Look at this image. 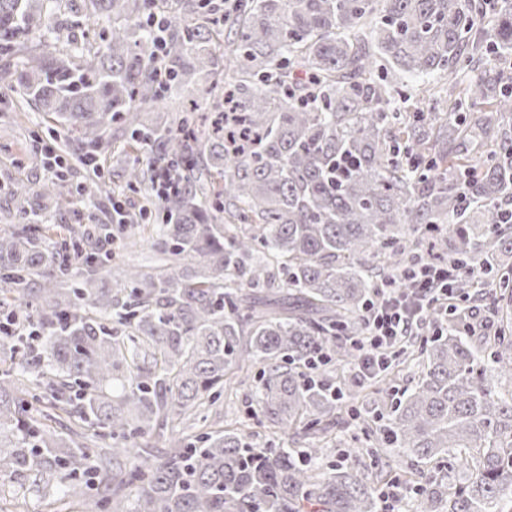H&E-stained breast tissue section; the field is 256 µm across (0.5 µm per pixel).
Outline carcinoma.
I'll return each mask as SVG.
<instances>
[{
    "mask_svg": "<svg viewBox=\"0 0 512 512\" xmlns=\"http://www.w3.org/2000/svg\"><path fill=\"white\" fill-rule=\"evenodd\" d=\"M0 0V101L46 113L71 159H102L116 123L125 187L172 263L132 266L110 288L112 225H48L73 195L60 178L4 184L0 226V486L47 475L56 500L100 494L99 512H374L378 488L355 462L332 463L330 382L310 367L354 355L377 288L410 287L428 253L495 290L486 324L469 307L421 349L415 390L391 404L383 446L411 461L472 462L445 492L428 479L418 512H512V2L483 0ZM170 16L164 33L151 25ZM475 73L459 81L460 72ZM422 80L409 111L399 76ZM209 98L226 108L202 112ZM179 102L163 121L146 112ZM78 193L105 194L101 173ZM254 385L268 425L308 448H255L210 428L152 439L216 405L232 368ZM68 418L112 440L63 433Z\"/></svg>",
    "mask_w": 512,
    "mask_h": 512,
    "instance_id": "cac0c4a2",
    "label": "carcinoma"
}]
</instances>
